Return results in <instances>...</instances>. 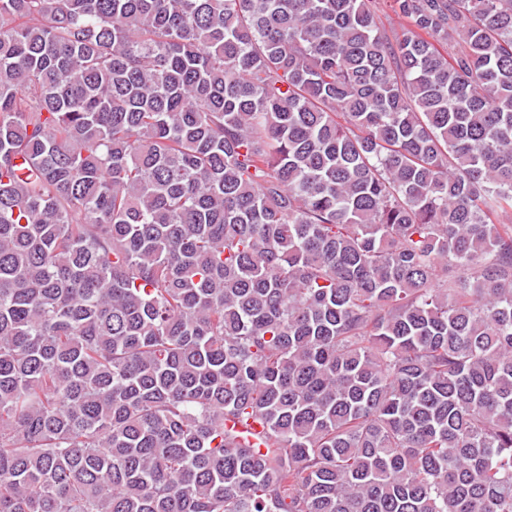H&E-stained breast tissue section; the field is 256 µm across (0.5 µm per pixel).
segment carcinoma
I'll list each match as a JSON object with an SVG mask.
<instances>
[{
    "instance_id": "1",
    "label": "carcinoma",
    "mask_w": 512,
    "mask_h": 512,
    "mask_svg": "<svg viewBox=\"0 0 512 512\" xmlns=\"http://www.w3.org/2000/svg\"><path fill=\"white\" fill-rule=\"evenodd\" d=\"M511 215L512 0H0V512H512Z\"/></svg>"
}]
</instances>
